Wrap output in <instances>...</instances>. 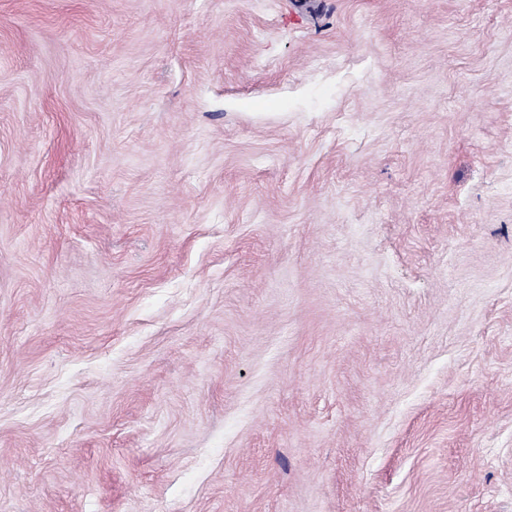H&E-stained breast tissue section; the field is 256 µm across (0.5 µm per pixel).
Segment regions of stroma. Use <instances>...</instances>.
I'll return each mask as SVG.
<instances>
[{"mask_svg":"<svg viewBox=\"0 0 512 512\" xmlns=\"http://www.w3.org/2000/svg\"><path fill=\"white\" fill-rule=\"evenodd\" d=\"M0 512H512V0H0Z\"/></svg>","mask_w":512,"mask_h":512,"instance_id":"35a3bbf8","label":"stroma"}]
</instances>
